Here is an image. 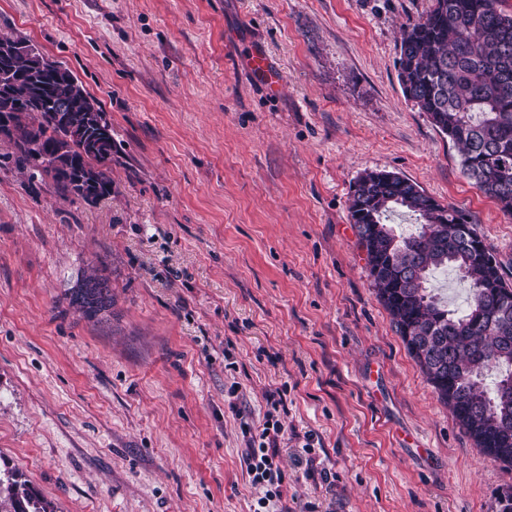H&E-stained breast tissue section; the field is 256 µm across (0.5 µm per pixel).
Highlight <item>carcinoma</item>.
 Here are the masks:
<instances>
[{
    "label": "carcinoma",
    "mask_w": 512,
    "mask_h": 512,
    "mask_svg": "<svg viewBox=\"0 0 512 512\" xmlns=\"http://www.w3.org/2000/svg\"><path fill=\"white\" fill-rule=\"evenodd\" d=\"M498 0H432L403 27L398 77L404 95L458 150L464 172L512 215V15ZM0 121L17 165L51 177L64 198L112 194V124L69 69L47 65L28 41L0 34ZM414 217L404 234L394 208ZM349 216L365 252L371 288L439 399L484 455L512 468V285L469 216L414 181L373 171L350 186ZM452 270L467 295L458 314L431 279ZM72 303L95 316L112 303L107 280L89 277ZM0 512H55L22 475L0 472Z\"/></svg>",
    "instance_id": "obj_1"
}]
</instances>
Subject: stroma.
Segmentation results:
<instances>
[{
  "instance_id": "35a3bbf8",
  "label": "stroma",
  "mask_w": 512,
  "mask_h": 512,
  "mask_svg": "<svg viewBox=\"0 0 512 512\" xmlns=\"http://www.w3.org/2000/svg\"><path fill=\"white\" fill-rule=\"evenodd\" d=\"M432 0H0L112 124V193L62 199L0 138V469L56 512H251L242 423L284 391L291 512H495L476 448L369 284L365 172L466 212L512 284V216L398 79ZM284 76L269 93L244 56ZM107 279L88 318L72 288ZM332 490L304 477L305 433Z\"/></svg>"
}]
</instances>
